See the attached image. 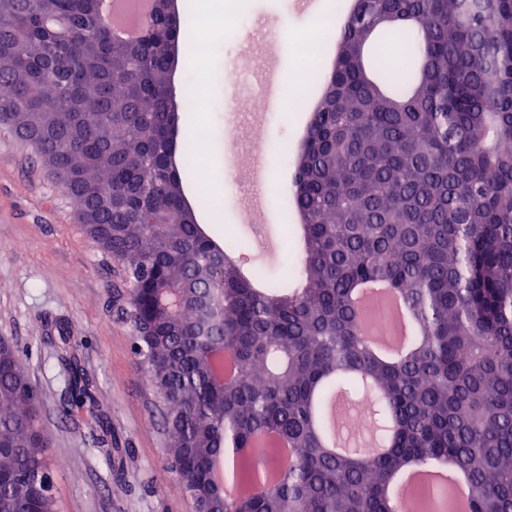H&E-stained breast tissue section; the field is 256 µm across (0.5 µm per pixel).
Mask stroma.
I'll use <instances>...</instances> for the list:
<instances>
[{
	"instance_id": "stroma-1",
	"label": "stroma",
	"mask_w": 512,
	"mask_h": 512,
	"mask_svg": "<svg viewBox=\"0 0 512 512\" xmlns=\"http://www.w3.org/2000/svg\"><path fill=\"white\" fill-rule=\"evenodd\" d=\"M201 19L212 54L201 60L193 40L180 48L176 82L200 85L202 94L183 122H201L200 138L223 180L219 216L199 211L208 235L232 243L251 241L271 274L289 276L302 250L301 232L282 237L278 200L282 178L302 141L301 132L323 87L310 78L298 110L269 107L255 97L252 116L232 122V78L246 66L244 89L258 71L285 79L294 63L288 53L272 54L260 42L245 44L246 32L269 23L289 39L303 38L321 48L327 66L354 0L344 12L329 10L330 0L299 6L297 0H237L231 24L214 25L209 0H185ZM242 144L227 153L224 134ZM123 273L79 223L73 199L59 186L35 150L0 127V338L19 352L39 397L41 427L51 446L50 477L57 512H195L171 463L164 455V406L134 352V332L112 302V287ZM82 337L81 362L97 383V397L112 425L119 467L107 468L91 446L96 419L89 408L65 404L68 373L57 358L59 325Z\"/></svg>"
}]
</instances>
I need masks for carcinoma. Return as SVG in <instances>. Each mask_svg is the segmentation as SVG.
<instances>
[{
    "mask_svg": "<svg viewBox=\"0 0 512 512\" xmlns=\"http://www.w3.org/2000/svg\"><path fill=\"white\" fill-rule=\"evenodd\" d=\"M97 2L0 0V125L85 199L79 222L122 267L114 295L186 492L209 512H417L396 481L446 466L469 512H512V0H356L281 198L304 237L296 284L260 262L242 278L186 200L185 15L117 42ZM379 30L405 32L413 64L369 56ZM366 280L394 285L414 321L397 360L362 336ZM81 347L62 331L67 402L96 410L112 467ZM340 388L368 406L347 453L316 416ZM50 468L17 356L0 364V512H55Z\"/></svg>",
    "mask_w": 512,
    "mask_h": 512,
    "instance_id": "cac0c4a2",
    "label": "carcinoma"
}]
</instances>
